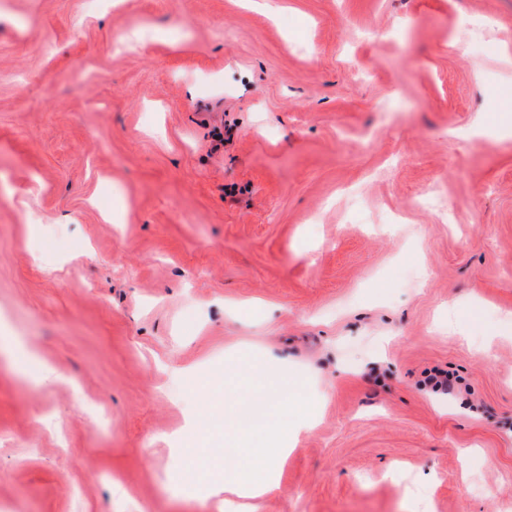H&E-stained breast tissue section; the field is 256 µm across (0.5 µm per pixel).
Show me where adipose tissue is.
<instances>
[{
  "label": "adipose tissue",
  "instance_id": "1",
  "mask_svg": "<svg viewBox=\"0 0 512 512\" xmlns=\"http://www.w3.org/2000/svg\"><path fill=\"white\" fill-rule=\"evenodd\" d=\"M193 381L199 405L196 414L188 420L184 441L189 443L210 436L221 420L249 441L248 446L233 450L235 456L243 459V468L223 474L224 490L229 494L224 504L230 512H242L245 501L259 498L279 486L275 459L268 452L272 435H299L309 428L311 418L289 414L288 404L294 398L297 384L283 372L255 369L250 392L227 403L212 397L213 376L198 374Z\"/></svg>",
  "mask_w": 512,
  "mask_h": 512
}]
</instances>
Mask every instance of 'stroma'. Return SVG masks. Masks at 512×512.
I'll return each instance as SVG.
<instances>
[{
    "label": "stroma",
    "instance_id": "1",
    "mask_svg": "<svg viewBox=\"0 0 512 512\" xmlns=\"http://www.w3.org/2000/svg\"><path fill=\"white\" fill-rule=\"evenodd\" d=\"M0 171V512H224L256 366V512H512V0H0ZM198 395L197 413L191 415L182 435L186 443L199 436L209 438L221 415L224 425L228 423L236 434L246 437L251 447H236L233 455L242 457V469H224V494L231 493L236 498L224 497V507L231 512L242 511L243 501L259 498L279 486L275 461L281 455L288 456L291 448H276L269 455L268 445L274 433L284 435L288 440L291 433L294 440L311 424L310 415H288V403L294 399L297 383L288 373L273 372L256 367L251 378V391L237 399L221 402L211 396L214 384L212 375L196 374L193 378Z\"/></svg>",
    "mask_w": 512,
    "mask_h": 512
}]
</instances>
